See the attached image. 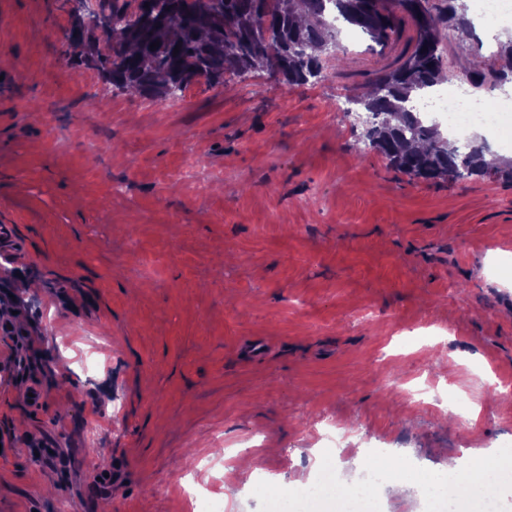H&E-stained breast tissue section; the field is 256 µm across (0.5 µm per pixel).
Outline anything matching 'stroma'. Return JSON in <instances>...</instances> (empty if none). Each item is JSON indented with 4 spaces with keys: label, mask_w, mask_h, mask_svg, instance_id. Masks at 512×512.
Masks as SVG:
<instances>
[{
    "label": "stroma",
    "mask_w": 512,
    "mask_h": 512,
    "mask_svg": "<svg viewBox=\"0 0 512 512\" xmlns=\"http://www.w3.org/2000/svg\"><path fill=\"white\" fill-rule=\"evenodd\" d=\"M69 25L63 0H0V512H193L182 461L219 448L199 479L224 512H273L368 441L435 475L489 465L512 427V184L429 185L365 148L344 106L391 55L362 35L314 84L159 102L74 62ZM476 35L448 87L512 24ZM325 415L350 450L320 447Z\"/></svg>",
    "instance_id": "stroma-1"
}]
</instances>
